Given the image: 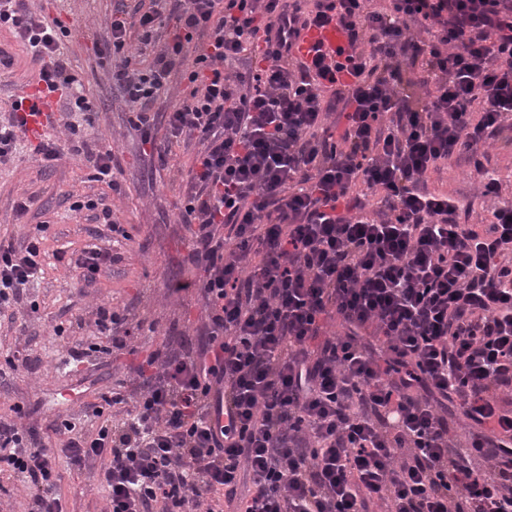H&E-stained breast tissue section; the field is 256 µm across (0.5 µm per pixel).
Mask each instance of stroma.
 <instances>
[{
	"instance_id": "35a3bbf8",
	"label": "stroma",
	"mask_w": 512,
	"mask_h": 512,
	"mask_svg": "<svg viewBox=\"0 0 512 512\" xmlns=\"http://www.w3.org/2000/svg\"><path fill=\"white\" fill-rule=\"evenodd\" d=\"M27 5L45 21L58 19L67 27L63 48L69 67L80 91L95 103L89 124L81 115L59 110L52 135L66 141L67 123L77 124L90 139L111 148L122 169L115 191L89 180L85 162L68 153L52 169H42L29 149L37 141L30 134L23 135L13 164L0 168V239L22 241L42 224L47 252L44 273L29 300L15 305L12 315L0 316V365L19 349L38 362L36 374L21 367L0 377V420H15V403L31 407V420L42 427L44 443L58 448L64 438L50 432V424L59 418L71 419L85 431H95L99 421L91 415L92 405L132 374L133 357L125 351L96 354L80 366H65L63 346L72 340L90 339L98 306L127 308L155 322L154 333L136 340L145 352L161 343L169 329L191 336L201 322L198 294L178 295L169 290L173 280L200 276L185 260L190 231L179 220L182 185L198 146L164 141L160 154L155 155L128 125V108L112 90V62L96 53L97 45L109 35L113 0H27ZM0 46L14 59L13 75L0 78L1 119L22 92L35 90L39 65L9 29H0ZM481 150L489 168L503 181L501 197H482L472 166L463 158L450 160L427 177L429 190L447 192L462 204L473 203L470 221L474 224L489 223L493 208L512 203V134L487 139ZM77 195L104 198L113 220L130 234L120 249V260L89 284L80 279L78 271L55 258L56 253H77L91 244L108 246L111 239L106 226L71 211ZM27 196L33 197V205L27 214L17 215L16 202ZM61 323L66 329L59 336L54 328ZM60 473L65 512H104L106 492L95 471L64 466Z\"/></svg>"
}]
</instances>
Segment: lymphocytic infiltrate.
I'll use <instances>...</instances> for the list:
<instances>
[{
	"label": "lymphocytic infiltrate",
	"instance_id": "obj_1",
	"mask_svg": "<svg viewBox=\"0 0 512 512\" xmlns=\"http://www.w3.org/2000/svg\"><path fill=\"white\" fill-rule=\"evenodd\" d=\"M116 2L99 51L118 59L129 124L145 145L161 128L200 144L182 221L205 318L198 341L163 342L93 406L95 433L65 419L50 448L0 421V475L23 482L27 512H64L63 461L98 465L106 512H512V205L479 229L425 187L465 153L484 196L501 191L478 146L512 130V0ZM330 24L348 35L345 63L293 55ZM2 26L44 89L93 111L62 23L0 0ZM134 41L155 47L151 62ZM177 74L186 98L153 111ZM70 134L65 148L39 141L42 165L68 151L117 187L112 151ZM44 230L0 243V314L39 279ZM143 326L99 306L93 340L67 343V360L129 349ZM455 417L471 423L464 438Z\"/></svg>",
	"mask_w": 512,
	"mask_h": 512
}]
</instances>
